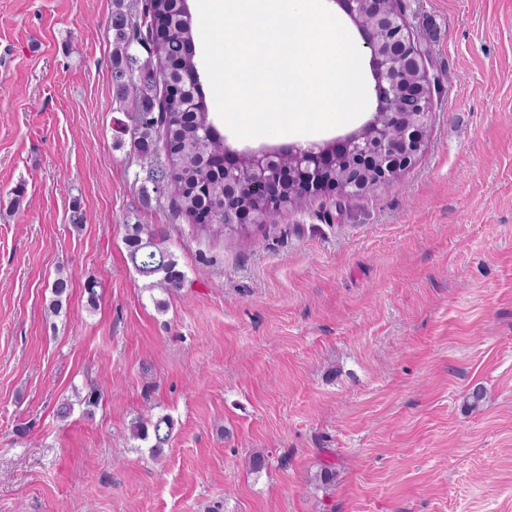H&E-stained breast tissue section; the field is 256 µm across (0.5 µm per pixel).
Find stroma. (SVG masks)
<instances>
[{
	"label": "stroma",
	"mask_w": 512,
	"mask_h": 512,
	"mask_svg": "<svg viewBox=\"0 0 512 512\" xmlns=\"http://www.w3.org/2000/svg\"><path fill=\"white\" fill-rule=\"evenodd\" d=\"M112 4L0 0V512H512V0H402L438 84L393 186L221 236L114 136ZM141 224L128 225L125 238L127 255L137 272L151 281V287H159L167 293L182 288L184 274L177 269L173 254L162 245L164 237L151 231L143 237ZM172 429L173 422L168 416L158 417L151 422L152 452L159 453L168 444Z\"/></svg>",
	"instance_id": "35a3bbf8"
}]
</instances>
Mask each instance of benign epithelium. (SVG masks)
Listing matches in <instances>:
<instances>
[{
	"label": "benign epithelium",
	"instance_id": "obj_1",
	"mask_svg": "<svg viewBox=\"0 0 512 512\" xmlns=\"http://www.w3.org/2000/svg\"><path fill=\"white\" fill-rule=\"evenodd\" d=\"M370 54L374 110L359 129L322 144L238 153L213 125L207 164L224 172V226L244 227L278 217L305 198L355 196L391 186L426 146L433 117L434 78L410 31L401 0H334ZM194 48L185 49L182 77L201 91ZM413 103L415 112L401 111Z\"/></svg>",
	"mask_w": 512,
	"mask_h": 512
}]
</instances>
